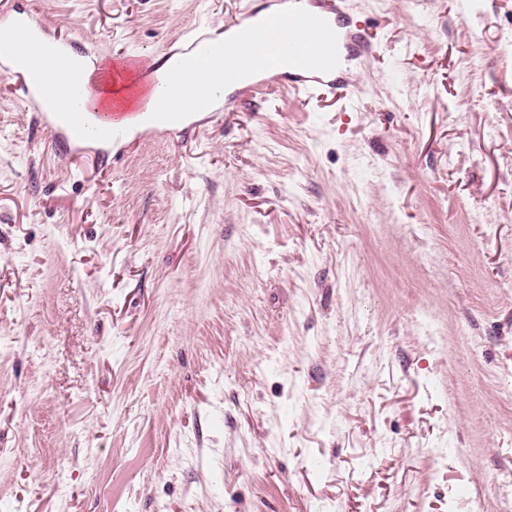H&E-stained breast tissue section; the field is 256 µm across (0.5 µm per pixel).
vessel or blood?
Returning <instances> with one entry per match:
<instances>
[{"mask_svg": "<svg viewBox=\"0 0 512 512\" xmlns=\"http://www.w3.org/2000/svg\"><path fill=\"white\" fill-rule=\"evenodd\" d=\"M241 18L256 20V33L241 31L216 42L205 30L193 27L183 34L181 46L170 52L167 80L189 89L181 100L182 109L205 107V98L195 91L196 71L218 52L247 75L234 95L224 98V109L231 112L251 93L283 84L306 101L346 95L353 88L348 76L350 63L372 51L368 35L350 19L348 0H268L263 16L248 9ZM261 42L266 45L262 58L257 55ZM1 55L26 59L24 86L47 112L48 133L61 130L73 140L86 137L96 113L74 114L63 109L85 93L86 75L80 65H71L61 80L51 81L57 67L56 51L31 54L26 40L0 31Z\"/></svg>", "mask_w": 512, "mask_h": 512, "instance_id": "obj_1", "label": "vessel or blood"}]
</instances>
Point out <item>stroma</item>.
<instances>
[{
  "mask_svg": "<svg viewBox=\"0 0 512 512\" xmlns=\"http://www.w3.org/2000/svg\"><path fill=\"white\" fill-rule=\"evenodd\" d=\"M470 2L350 0L353 96L117 146L0 63V512H512V0ZM12 4L108 62L264 0Z\"/></svg>",
  "mask_w": 512,
  "mask_h": 512,
  "instance_id": "35a3bbf8",
  "label": "stroma"
}]
</instances>
